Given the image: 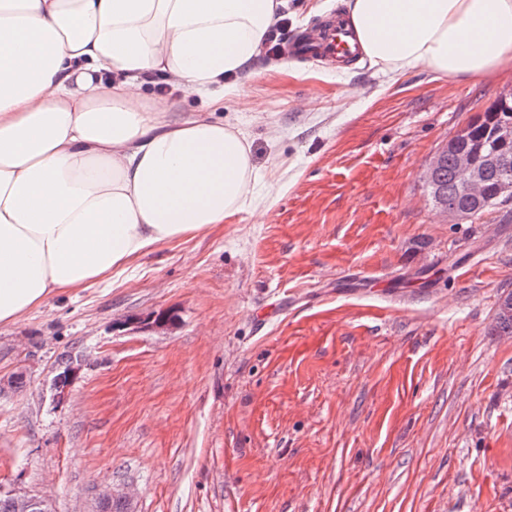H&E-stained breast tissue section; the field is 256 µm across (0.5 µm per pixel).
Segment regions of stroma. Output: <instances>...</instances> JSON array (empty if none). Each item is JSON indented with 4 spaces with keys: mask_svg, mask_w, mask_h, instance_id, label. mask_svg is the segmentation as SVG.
I'll return each instance as SVG.
<instances>
[{
    "mask_svg": "<svg viewBox=\"0 0 512 512\" xmlns=\"http://www.w3.org/2000/svg\"><path fill=\"white\" fill-rule=\"evenodd\" d=\"M343 9L288 0V32ZM237 86L218 115L247 135L252 204L0 324V496L512 512V336L492 331L512 200L449 224L418 177L512 92V63L455 78L263 58ZM160 313L169 328L146 326Z\"/></svg>",
    "mask_w": 512,
    "mask_h": 512,
    "instance_id": "stroma-1",
    "label": "stroma"
}]
</instances>
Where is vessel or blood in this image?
I'll return each instance as SVG.
<instances>
[{
	"instance_id": "b4317fda",
	"label": "vessel or blood",
	"mask_w": 512,
	"mask_h": 512,
	"mask_svg": "<svg viewBox=\"0 0 512 512\" xmlns=\"http://www.w3.org/2000/svg\"><path fill=\"white\" fill-rule=\"evenodd\" d=\"M356 33L344 14L331 17L318 30L291 40L289 55L324 64L354 63L362 54Z\"/></svg>"
}]
</instances>
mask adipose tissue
I'll return each mask as SVG.
<instances>
[{"label":"adipose tissue","instance_id":"ef3b65f1","mask_svg":"<svg viewBox=\"0 0 512 512\" xmlns=\"http://www.w3.org/2000/svg\"><path fill=\"white\" fill-rule=\"evenodd\" d=\"M372 66L512 59V0H344ZM285 0H0V323L242 210L258 179L214 109ZM203 97L172 118L148 76Z\"/></svg>","mask_w":512,"mask_h":512}]
</instances>
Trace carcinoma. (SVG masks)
I'll return each mask as SVG.
<instances>
[{
	"instance_id": "1",
	"label": "carcinoma",
	"mask_w": 512,
	"mask_h": 512,
	"mask_svg": "<svg viewBox=\"0 0 512 512\" xmlns=\"http://www.w3.org/2000/svg\"><path fill=\"white\" fill-rule=\"evenodd\" d=\"M508 123L512 124V100L507 103L497 101L467 124L468 148H480L482 154L495 153L504 160L503 167L487 171L480 200L470 202L463 195L456 177V152L453 149L443 151L442 162L434 175V188L428 193L437 194L441 203L450 209L469 211L472 217H479L500 204L503 199L499 192L500 182L506 176L512 178V141H501L496 133Z\"/></svg>"
}]
</instances>
